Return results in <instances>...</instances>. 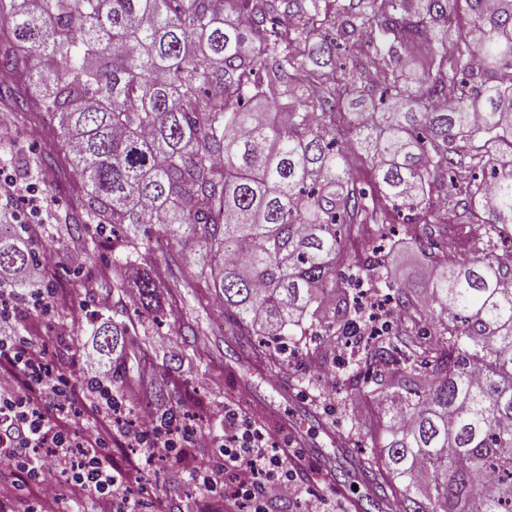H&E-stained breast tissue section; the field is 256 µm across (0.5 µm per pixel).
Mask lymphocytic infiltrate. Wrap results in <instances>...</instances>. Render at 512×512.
Wrapping results in <instances>:
<instances>
[{
    "label": "lymphocytic infiltrate",
    "instance_id": "obj_1",
    "mask_svg": "<svg viewBox=\"0 0 512 512\" xmlns=\"http://www.w3.org/2000/svg\"><path fill=\"white\" fill-rule=\"evenodd\" d=\"M16 298L0 291V454L28 486L26 512H143L159 499L149 470L181 463L187 449H208L191 476L224 497L231 512H265L268 495H295L285 449L267 429L234 409L224 411V437L190 425L187 413H142L123 427V400L112 386V367L86 366L90 393L99 398L93 421L78 434L67 427L73 392L46 350L12 326ZM137 449L117 464L113 448Z\"/></svg>",
    "mask_w": 512,
    "mask_h": 512
}]
</instances>
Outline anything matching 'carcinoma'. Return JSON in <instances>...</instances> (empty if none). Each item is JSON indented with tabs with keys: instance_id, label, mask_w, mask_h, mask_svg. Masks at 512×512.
<instances>
[{
	"instance_id": "cac0c4a2",
	"label": "carcinoma",
	"mask_w": 512,
	"mask_h": 512,
	"mask_svg": "<svg viewBox=\"0 0 512 512\" xmlns=\"http://www.w3.org/2000/svg\"><path fill=\"white\" fill-rule=\"evenodd\" d=\"M0 0L9 22L0 67L44 89L88 187L77 242L124 230L113 261L140 241L172 253L190 239L202 262L184 280L214 288L230 336L357 337L394 391L363 431L371 455L361 512H512V0ZM343 62L333 64L337 51ZM374 73L362 82L366 72ZM380 108L353 110L354 94ZM364 153L376 192L351 173ZM387 200L416 237L435 198L460 210L469 256L431 254L427 304L442 331L393 351L361 331L354 272H336L338 227L374 222ZM39 224H0V273L37 263ZM363 265L399 312L413 286ZM143 314L162 283L128 286ZM108 318L104 349L140 348ZM425 472L429 483L416 485Z\"/></svg>"
}]
</instances>
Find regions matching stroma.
<instances>
[{"label":"stroma","instance_id":"1","mask_svg":"<svg viewBox=\"0 0 512 512\" xmlns=\"http://www.w3.org/2000/svg\"><path fill=\"white\" fill-rule=\"evenodd\" d=\"M19 92L35 100L43 94L29 85L22 72L0 81V170L15 179L19 191L30 186L38 191L40 211L34 221L47 231L37 251L50 256L42 282L54 288L58 308L45 317L22 306L13 322L20 334L46 342L48 362L70 376L78 410L72 418L73 429L91 421L97 404L84 387L83 361L87 354L100 351L92 325L104 315L125 324L146 344L142 351L126 350L117 361L114 384L131 402L149 400L153 392L165 390L163 409L178 412L200 406L196 424L218 438L224 434V409L231 406L270 429L282 445L287 442L283 422L302 418L305 447L327 451L338 446L340 466H351L353 459L361 457L355 441L371 419L373 407L369 387L353 390L341 384L344 367L362 358L343 340L288 337L285 348L273 350L263 375L258 376L245 361L254 351V341L238 343L228 336L212 289L202 281L186 284L160 249L152 246L141 251L147 270L167 291L163 315L155 320L138 315L127 304L123 285L132 271L113 262L110 231L98 235L97 247L90 249L83 268H76L73 256L81 246L68 235L64 217L84 212L87 190L73 172L57 119L48 116L38 122L32 113L7 111L6 96ZM375 221L391 240L385 256L390 279L423 287L431 244L439 239L436 224L422 225L419 237L405 236L398 216L381 198L376 201ZM190 322L198 326L199 338L188 332ZM283 386L292 388L294 400L279 395ZM319 470L316 460L303 461L298 467L297 495L269 497V512H301V500L310 497L324 498L325 512H343L342 500L331 493ZM156 479L160 512H225L223 500L195 488L180 466L161 469Z\"/></svg>","mask_w":512,"mask_h":512}]
</instances>
